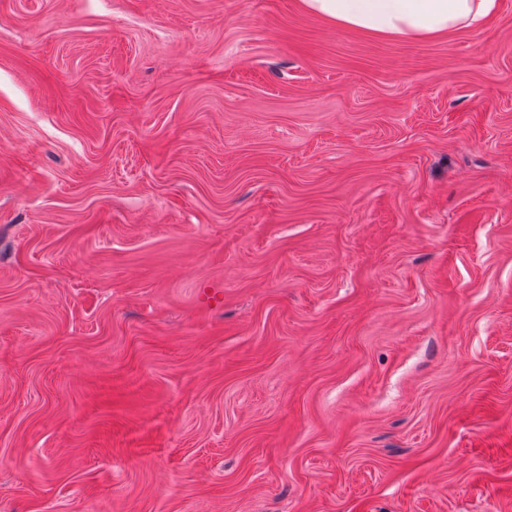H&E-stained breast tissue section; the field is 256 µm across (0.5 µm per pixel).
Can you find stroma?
Listing matches in <instances>:
<instances>
[{"mask_svg": "<svg viewBox=\"0 0 512 512\" xmlns=\"http://www.w3.org/2000/svg\"><path fill=\"white\" fill-rule=\"evenodd\" d=\"M0 0V512H512V0ZM301 8L336 26L396 40L443 37L477 29L498 0H300Z\"/></svg>", "mask_w": 512, "mask_h": 512, "instance_id": "stroma-1", "label": "stroma"}]
</instances>
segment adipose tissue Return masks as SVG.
<instances>
[{
  "instance_id": "obj_1",
  "label": "adipose tissue",
  "mask_w": 512,
  "mask_h": 512,
  "mask_svg": "<svg viewBox=\"0 0 512 512\" xmlns=\"http://www.w3.org/2000/svg\"><path fill=\"white\" fill-rule=\"evenodd\" d=\"M300 6L341 28L417 40L479 28L495 14L498 0H300Z\"/></svg>"
}]
</instances>
